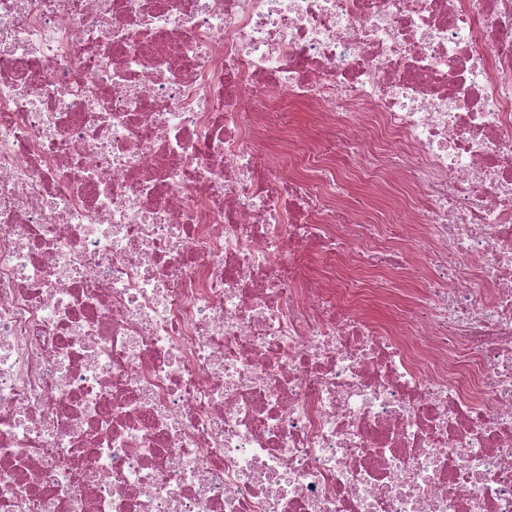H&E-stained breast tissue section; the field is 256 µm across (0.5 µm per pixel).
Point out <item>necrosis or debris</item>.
<instances>
[{
    "label": "necrosis or debris",
    "mask_w": 512,
    "mask_h": 512,
    "mask_svg": "<svg viewBox=\"0 0 512 512\" xmlns=\"http://www.w3.org/2000/svg\"><path fill=\"white\" fill-rule=\"evenodd\" d=\"M0 512H512V0H0Z\"/></svg>",
    "instance_id": "obj_1"
}]
</instances>
